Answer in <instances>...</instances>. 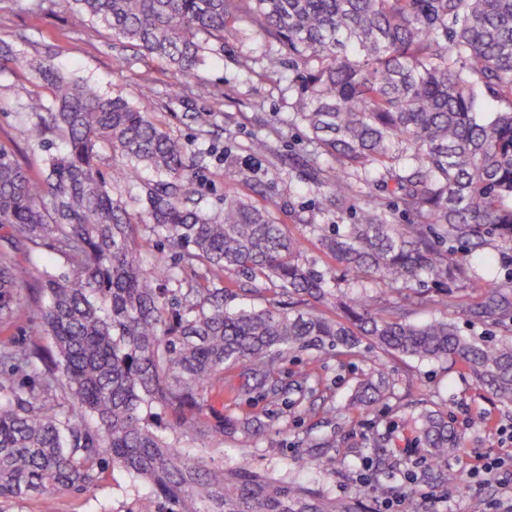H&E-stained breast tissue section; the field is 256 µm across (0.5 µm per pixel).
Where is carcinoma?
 <instances>
[{
  "label": "carcinoma",
  "mask_w": 512,
  "mask_h": 512,
  "mask_svg": "<svg viewBox=\"0 0 512 512\" xmlns=\"http://www.w3.org/2000/svg\"><path fill=\"white\" fill-rule=\"evenodd\" d=\"M74 25L195 76L243 22L268 47L263 73L296 90L292 124L312 149L309 178L341 210L367 188L353 224H309L336 267L316 269L273 213L237 197L197 199L201 155L148 110L65 76L45 56L0 45V70L26 67L51 90L19 104L44 152L36 174L0 147V327L25 315L24 344L0 342V512L37 498L56 512L112 470L134 489L123 512H362L248 460L226 468L192 442L253 432L232 398L282 393L296 353L347 355L367 339L419 361H451L512 403V342H477L445 318L410 320L421 285L462 288L509 328L512 271L467 258L512 250V0H65ZM107 149L125 162L104 170ZM390 190L388 201L379 191ZM174 262L147 267L149 250ZM267 305L224 307V271ZM26 288V303L19 289ZM300 303L314 308L302 311ZM37 384L24 387L17 375ZM394 380L361 382L351 405L384 404ZM416 442L453 483L461 438L440 409L410 414ZM336 458H303L323 472Z\"/></svg>",
  "instance_id": "obj_1"
}]
</instances>
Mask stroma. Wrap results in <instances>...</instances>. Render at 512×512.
Instances as JSON below:
<instances>
[{
    "mask_svg": "<svg viewBox=\"0 0 512 512\" xmlns=\"http://www.w3.org/2000/svg\"><path fill=\"white\" fill-rule=\"evenodd\" d=\"M30 2L0 0V41L11 45L17 56L51 57L62 72L107 95L143 105L172 135L207 151L198 184L209 208H222L228 196L247 198L270 209L302 241L303 257L315 268L330 265L307 228L309 218L317 216L322 224L352 223L353 209L362 200L353 198L352 209L341 213L322 208V196L311 187L301 158L306 134L288 122L292 89L245 67L246 60L265 51L258 32L243 25L226 34L223 51L207 56L194 78L187 80L165 63L113 40L102 24L74 29L62 0H44L36 11ZM145 76L155 87L154 97L147 101L138 92ZM46 91L22 67L0 70V145L34 168L42 156L28 149L17 108L30 93ZM203 112L211 113L210 124L196 122V115ZM265 134L271 136L276 154L249 152L251 139ZM428 293L435 301L417 309L415 320L450 317L466 336L504 339V328L491 318L473 308L453 313L436 288ZM310 368L314 376L299 384L300 373ZM378 369L394 379V395L378 411L349 410L357 385ZM282 377L289 391L280 400L255 397L224 409L228 415H258L266 431L237 440L204 441L205 454L228 465L245 459L260 470H281L298 456L321 455V442L333 439L343 447L334 469L302 470L296 472L297 480L336 497L359 495L366 512H383L390 495L400 498L402 512H412L418 502L426 512H471L477 500L485 503V512H507L503 490L468 479L467 472L483 455L512 458V405H502L480 389L459 365L388 357L364 343L353 354L330 359L299 353L283 364ZM415 406L447 411L463 448L448 458V469L458 475V482L441 480L426 451L417 447L408 422ZM408 470L416 473L415 483L404 480ZM408 490L413 498H405ZM126 499L124 488L108 479L81 494H60L56 507L57 512H99L107 506L116 512Z\"/></svg>",
    "mask_w": 512,
    "mask_h": 512,
    "instance_id": "35a3bbf8",
    "label": "stroma"
}]
</instances>
